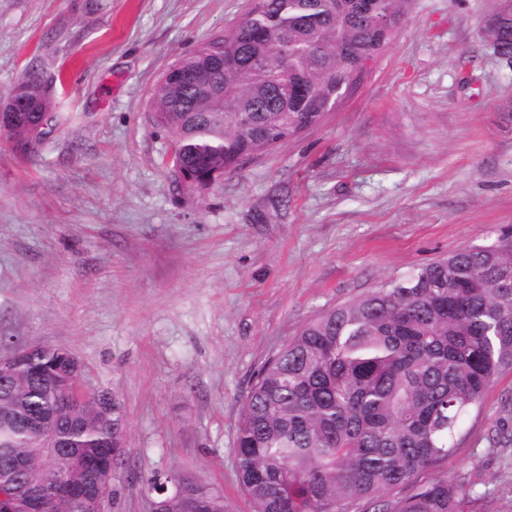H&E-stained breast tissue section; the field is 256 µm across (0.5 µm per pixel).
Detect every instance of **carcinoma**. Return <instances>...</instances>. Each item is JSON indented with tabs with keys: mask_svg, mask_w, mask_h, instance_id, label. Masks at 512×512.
<instances>
[{
	"mask_svg": "<svg viewBox=\"0 0 512 512\" xmlns=\"http://www.w3.org/2000/svg\"><path fill=\"white\" fill-rule=\"evenodd\" d=\"M236 31L202 43L158 85L154 121L173 138V162L188 191L206 175L232 171L253 151L321 123L337 89L355 86L364 61L392 37L408 0H264ZM498 48L512 57V13L496 17ZM350 48L338 57V40ZM288 54V65L264 59ZM245 66L213 68L219 54ZM18 146L41 141L39 113L50 128L60 113L33 72L11 91ZM55 350L28 359L16 382L0 383V470L24 459L33 477L94 469L69 457L47 459L28 425L79 422L75 441L99 463L106 436L97 405L64 412L50 386ZM512 368V231L465 247L325 310L258 369L242 400L236 467L253 512H464L470 493L426 477L448 458L466 416L490 385ZM112 447L125 448L121 401L112 404ZM145 485L164 512H224V494L176 475ZM395 488L408 495L391 499Z\"/></svg>",
	"mask_w": 512,
	"mask_h": 512,
	"instance_id": "cac0c4a2",
	"label": "carcinoma"
}]
</instances>
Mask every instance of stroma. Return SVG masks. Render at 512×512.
<instances>
[{
    "label": "stroma",
    "instance_id": "1",
    "mask_svg": "<svg viewBox=\"0 0 512 512\" xmlns=\"http://www.w3.org/2000/svg\"><path fill=\"white\" fill-rule=\"evenodd\" d=\"M253 0H0V101L35 71L65 121L34 152L0 130V352L60 347L126 419L108 512L178 473L252 512L236 474L255 372L319 313L512 227V62L498 0H410L324 122L200 192L153 118L165 71ZM429 477L512 512V368Z\"/></svg>",
    "mask_w": 512,
    "mask_h": 512
}]
</instances>
